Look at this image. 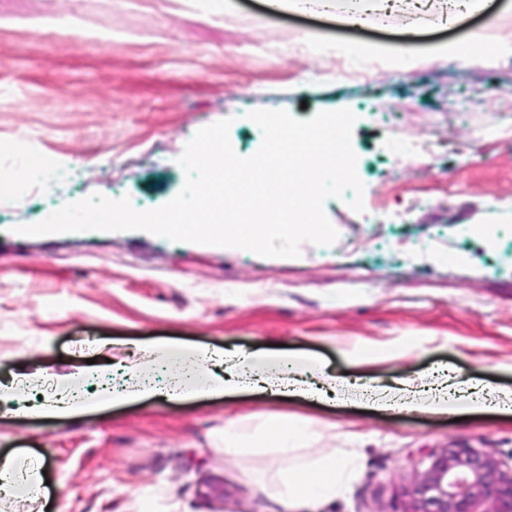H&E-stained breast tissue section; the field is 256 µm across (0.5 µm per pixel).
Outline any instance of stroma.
<instances>
[{
	"label": "stroma",
	"mask_w": 512,
	"mask_h": 512,
	"mask_svg": "<svg viewBox=\"0 0 512 512\" xmlns=\"http://www.w3.org/2000/svg\"><path fill=\"white\" fill-rule=\"evenodd\" d=\"M512 32V0L444 28L396 16L386 28L282 11L265 0H0V176L48 157L59 182L0 202V382L95 359L109 341L299 353L360 382L388 384L445 365L512 388V59L369 73L365 49L430 60L437 45ZM485 89L477 98L476 89ZM350 109L364 213L328 199L339 233L324 252L263 258L147 232L16 234L99 192L160 207L182 188L176 160L199 129L233 118L254 154L255 109L300 119ZM432 139L420 168L383 155L395 136ZM457 182L462 193L449 198ZM411 206L409 222L396 212ZM415 347L406 356L405 347ZM285 413L336 426L289 460L225 453V419ZM358 433L355 441L346 431ZM490 453L512 466V416L383 415L347 396L323 404L244 391L229 398L119 405L46 422L0 415V456L42 460L43 500L0 512H284L269 487L288 466L359 457L342 494L313 512H407L403 491L430 453Z\"/></svg>",
	"instance_id": "obj_1"
}]
</instances>
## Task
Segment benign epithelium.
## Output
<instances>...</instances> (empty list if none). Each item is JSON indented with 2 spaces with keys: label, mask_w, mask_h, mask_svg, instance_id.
Returning a JSON list of instances; mask_svg holds the SVG:
<instances>
[{
  "label": "benign epithelium",
  "mask_w": 512,
  "mask_h": 512,
  "mask_svg": "<svg viewBox=\"0 0 512 512\" xmlns=\"http://www.w3.org/2000/svg\"><path fill=\"white\" fill-rule=\"evenodd\" d=\"M410 512H512V469L505 471L492 455L474 448H446L430 456L416 475Z\"/></svg>",
  "instance_id": "7a95c632"
}]
</instances>
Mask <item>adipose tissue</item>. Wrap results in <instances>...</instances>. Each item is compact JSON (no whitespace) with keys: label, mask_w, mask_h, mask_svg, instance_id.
Returning <instances> with one entry per match:
<instances>
[{"label":"adipose tissue","mask_w":512,"mask_h":512,"mask_svg":"<svg viewBox=\"0 0 512 512\" xmlns=\"http://www.w3.org/2000/svg\"><path fill=\"white\" fill-rule=\"evenodd\" d=\"M306 360L281 357L266 351L226 358L223 352L181 347L157 342L140 348L132 359L118 368L85 366L60 369L53 373L58 399L35 402L24 389L0 384V403L27 405L30 415L45 419L76 418L114 404H129L163 397L182 399L218 398L237 389L245 379H253L275 391L292 396L326 398L347 390V381L329 372L304 378ZM120 371L123 385L112 382L113 371ZM372 392L378 409L442 415L512 414V390H493L483 396L471 393L469 382L444 383L440 392L426 394L414 379L398 386H376ZM335 424L302 419L285 414L261 415L254 428L240 419H228L218 434L225 452L238 453L250 448H268L288 458L304 444L334 433ZM357 464L326 456L309 467L285 472L274 487V494L285 512L296 503H317L341 494L349 486Z\"/></svg>","instance_id":"obj_1"}]
</instances>
